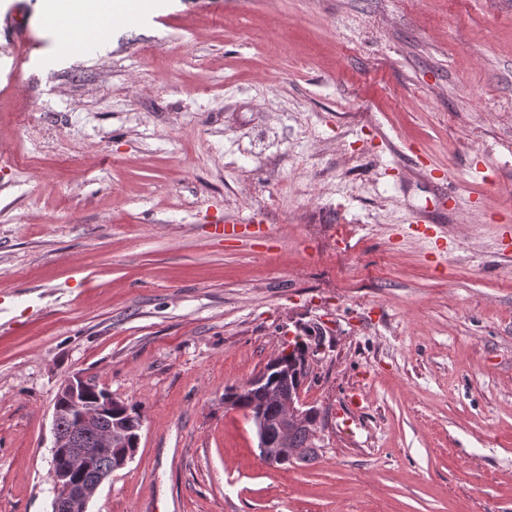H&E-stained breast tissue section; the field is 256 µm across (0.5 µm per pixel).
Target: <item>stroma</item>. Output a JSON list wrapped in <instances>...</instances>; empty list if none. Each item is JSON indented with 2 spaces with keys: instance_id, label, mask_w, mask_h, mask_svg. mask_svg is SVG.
Returning a JSON list of instances; mask_svg holds the SVG:
<instances>
[{
  "instance_id": "35a3bbf8",
  "label": "stroma",
  "mask_w": 512,
  "mask_h": 512,
  "mask_svg": "<svg viewBox=\"0 0 512 512\" xmlns=\"http://www.w3.org/2000/svg\"><path fill=\"white\" fill-rule=\"evenodd\" d=\"M40 5L0 0V512H52L79 373L143 414L90 512H512V0H163L81 53ZM298 339L329 428L272 468L224 393Z\"/></svg>"
}]
</instances>
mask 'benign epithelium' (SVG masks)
<instances>
[{"label":"benign epithelium","mask_w":512,"mask_h":512,"mask_svg":"<svg viewBox=\"0 0 512 512\" xmlns=\"http://www.w3.org/2000/svg\"><path fill=\"white\" fill-rule=\"evenodd\" d=\"M93 390L92 381L77 376L65 383L58 394L59 403L53 410L52 455L65 454L68 465L51 466L55 491L52 512H87L88 503L101 484L126 467L137 453L139 441L127 442L119 422L100 428L102 419L111 415L121 400L106 393L91 403L87 397ZM268 397L279 404V413L273 418L262 414L252 417L261 460L276 466L295 457L299 449L293 447L292 437L300 429L306 430L309 446L317 447L329 427L328 418L322 413L311 417L299 391L270 392ZM62 411L77 419V429L68 435L58 430V413Z\"/></svg>","instance_id":"obj_1"}]
</instances>
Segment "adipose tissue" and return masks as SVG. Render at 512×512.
<instances>
[{"mask_svg":"<svg viewBox=\"0 0 512 512\" xmlns=\"http://www.w3.org/2000/svg\"><path fill=\"white\" fill-rule=\"evenodd\" d=\"M161 0H41L42 15L55 26L65 49H74L73 35L83 29L108 34L112 27L151 13Z\"/></svg>","mask_w":512,"mask_h":512,"instance_id":"ef3b65f1","label":"adipose tissue"}]
</instances>
